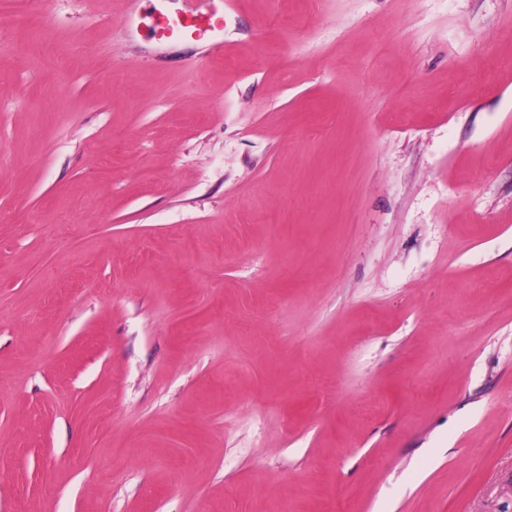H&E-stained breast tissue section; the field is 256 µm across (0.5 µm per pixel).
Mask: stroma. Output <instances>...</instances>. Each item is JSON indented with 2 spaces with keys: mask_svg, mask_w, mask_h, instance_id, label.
<instances>
[{
  "mask_svg": "<svg viewBox=\"0 0 512 512\" xmlns=\"http://www.w3.org/2000/svg\"><path fill=\"white\" fill-rule=\"evenodd\" d=\"M173 2L0 0V512H512V0ZM187 8L179 17L181 25L200 38L209 28L220 23L219 10L224 11V1L218 6L215 0H186Z\"/></svg>",
  "mask_w": 512,
  "mask_h": 512,
  "instance_id": "1",
  "label": "stroma"
}]
</instances>
